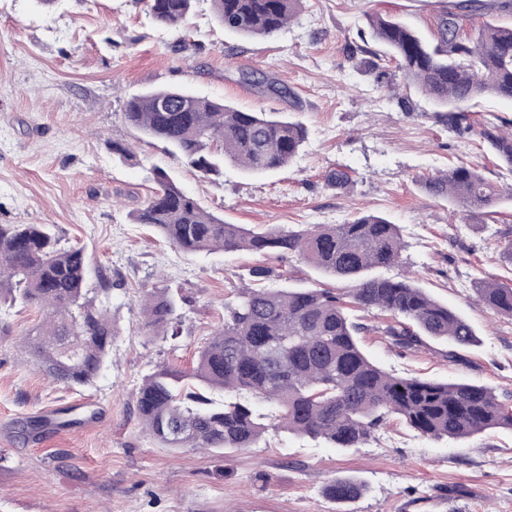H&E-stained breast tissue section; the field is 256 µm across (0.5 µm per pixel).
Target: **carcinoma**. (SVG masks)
<instances>
[{"label": "carcinoma", "mask_w": 512, "mask_h": 512, "mask_svg": "<svg viewBox=\"0 0 512 512\" xmlns=\"http://www.w3.org/2000/svg\"><path fill=\"white\" fill-rule=\"evenodd\" d=\"M195 0H146L153 20L177 27ZM302 0H210L214 20L242 36L269 37L285 28ZM512 12V0H467L437 16L426 41L397 18L367 17L372 35L398 62L406 82L448 109V131H473L470 103L492 96L512 100V27L486 23L466 27L476 12ZM124 119L140 134L159 139L202 177L219 176L227 163L251 174L274 173L299 153L304 124L281 112H247L185 88H159L127 99ZM479 136L512 169V132L488 120ZM155 189L132 214L185 253L251 251L271 258L295 254L325 276L348 281L333 288H269L271 270L255 266L256 286L234 290L224 302V325L198 351L189 372L163 367L145 377L137 396L143 428L173 449L251 448L270 429L321 439L334 448L363 447L386 419H402L423 436L465 441L502 425L512 411L494 390L470 382L401 378L373 363L359 336L367 327L349 316L347 305L379 310L392 319L384 330L393 347L411 351L432 338L448 344V359L477 343L474 328L451 307L411 280L372 276L375 268L401 261L400 227L365 214L343 224H313L295 231L245 229L209 213L164 170L153 169ZM432 196L448 198L467 216L481 217L512 199L477 170L459 165L425 181ZM82 249L61 248L47 224H0V302L34 306L44 318L24 333L21 347L45 375L67 388L94 383L112 354L117 329L109 289L87 287ZM479 301L497 316L512 318V287L484 281ZM148 336H181L178 299L168 289L143 296ZM223 393L217 403L211 392ZM266 402L256 415L246 400ZM365 485L354 477L333 480L326 494L338 503L360 498Z\"/></svg>", "instance_id": "cac0c4a2"}]
</instances>
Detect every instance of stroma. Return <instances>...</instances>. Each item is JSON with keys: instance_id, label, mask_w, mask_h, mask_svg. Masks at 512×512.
Listing matches in <instances>:
<instances>
[{"instance_id": "stroma-1", "label": "stroma", "mask_w": 512, "mask_h": 512, "mask_svg": "<svg viewBox=\"0 0 512 512\" xmlns=\"http://www.w3.org/2000/svg\"><path fill=\"white\" fill-rule=\"evenodd\" d=\"M445 0H304L276 35L240 37L196 0L186 25L159 26L142 0H0V224H47L61 246L83 248L92 284L109 279L118 334L111 362L92 386L52 383L24 361L20 341L42 318L35 308H0V512H338L323 487L352 475L367 486L349 512H512V429L467 441L435 440L390 418L348 450L268 432L255 447L220 455L172 450L145 432L137 389L165 366L188 370L224 322V300L267 265L269 287L311 288L322 276L296 255L264 259L240 251L186 254L130 213L170 174L200 205L230 224L300 230L379 212L398 224L406 248L383 277L414 282L466 318L478 346L449 362L447 344L405 353L391 348L389 319L353 310L367 325L369 356L402 377L465 379L512 406V319L493 316L474 286H512V206L464 220L457 205L423 182L457 165L478 168L502 191L512 171L479 136L448 130L445 108L405 85L379 56L367 16L398 15L433 36ZM378 60V72L366 63ZM271 79L285 96L263 95L243 72ZM184 87L242 111L291 112L307 127L294 162L253 175L225 165L202 178L162 143L124 120L126 100L153 88ZM132 147L124 161L113 144ZM352 181L340 189L334 170ZM167 288L182 298V334L145 335L140 300ZM73 408L77 424H27Z\"/></svg>"}]
</instances>
